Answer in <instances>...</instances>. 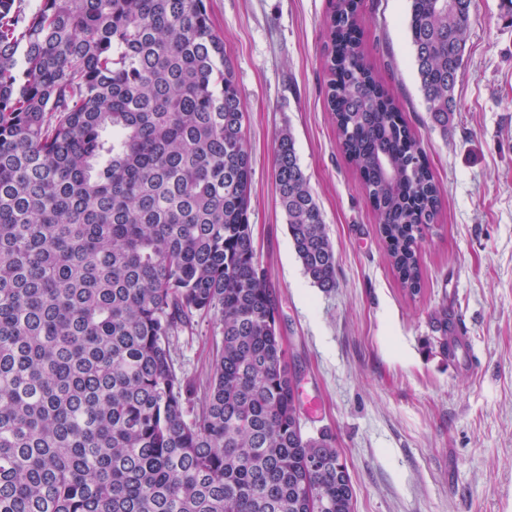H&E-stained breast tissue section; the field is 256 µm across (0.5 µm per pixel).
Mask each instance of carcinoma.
Instances as JSON below:
<instances>
[{"label":"carcinoma","mask_w":512,"mask_h":512,"mask_svg":"<svg viewBox=\"0 0 512 512\" xmlns=\"http://www.w3.org/2000/svg\"><path fill=\"white\" fill-rule=\"evenodd\" d=\"M472 0H410L431 125L448 132ZM332 0L326 100L392 268L422 289L440 188ZM245 112L205 0H0V512H352L336 436L304 432L249 222ZM275 182L310 283L336 253L278 136ZM196 388L171 339L210 316ZM454 354L448 309L433 321Z\"/></svg>","instance_id":"carcinoma-1"}]
</instances>
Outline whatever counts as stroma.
Instances as JSON below:
<instances>
[{
  "label": "stroma",
  "instance_id": "1",
  "mask_svg": "<svg viewBox=\"0 0 512 512\" xmlns=\"http://www.w3.org/2000/svg\"><path fill=\"white\" fill-rule=\"evenodd\" d=\"M473 0L467 63L448 131L431 126L407 32L410 0H363L365 60L392 95L441 186L419 244L422 290L388 260L360 174L326 109L331 0H207L246 112L249 222L279 303L307 434L331 429L354 512H512V20ZM323 214L337 286L304 276L276 202L282 129ZM447 308L460 346L443 356L431 315ZM217 318L172 340L176 366L205 383Z\"/></svg>",
  "mask_w": 512,
  "mask_h": 512
}]
</instances>
